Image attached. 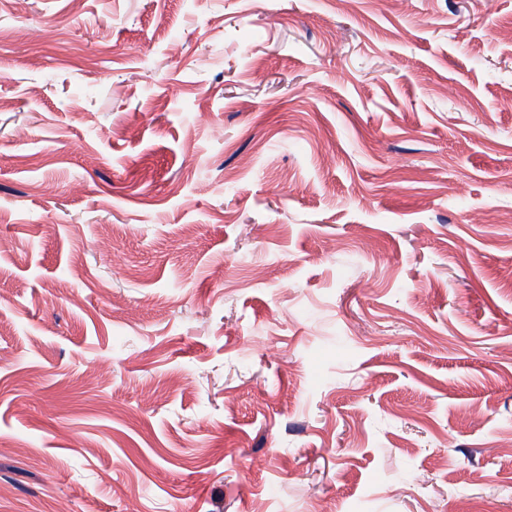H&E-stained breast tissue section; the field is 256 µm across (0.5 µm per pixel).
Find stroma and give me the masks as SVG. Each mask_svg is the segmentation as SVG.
I'll return each instance as SVG.
<instances>
[{
    "instance_id": "obj_1",
    "label": "stroma",
    "mask_w": 512,
    "mask_h": 512,
    "mask_svg": "<svg viewBox=\"0 0 512 512\" xmlns=\"http://www.w3.org/2000/svg\"><path fill=\"white\" fill-rule=\"evenodd\" d=\"M512 512V0H0V512Z\"/></svg>"
}]
</instances>
